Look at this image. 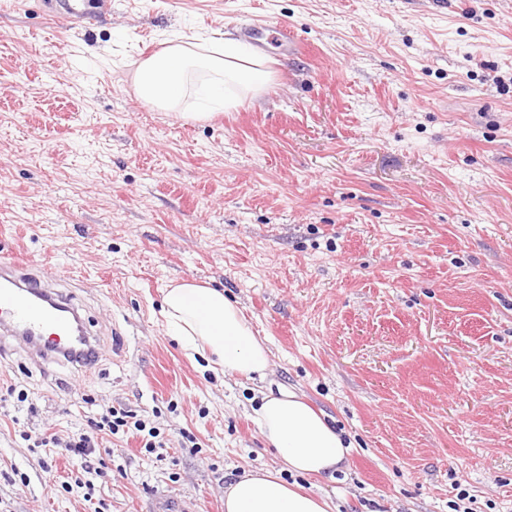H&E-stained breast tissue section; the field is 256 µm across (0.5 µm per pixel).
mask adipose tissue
Returning <instances> with one entry per match:
<instances>
[{
  "mask_svg": "<svg viewBox=\"0 0 512 512\" xmlns=\"http://www.w3.org/2000/svg\"><path fill=\"white\" fill-rule=\"evenodd\" d=\"M202 75L205 96L200 112L181 104L192 75ZM273 78L268 55L219 37L208 43L170 42L141 60L134 73L138 96L163 112L205 120L207 112L231 105L232 94L259 95ZM163 316L168 332L187 354L215 356L225 371L252 379L264 377L270 351L240 308L223 290L184 282L167 289ZM254 420L288 470L308 475L339 471L351 444L327 416L296 393L263 394ZM327 497L288 483L266 468L250 470L224 491V512H331Z\"/></svg>",
  "mask_w": 512,
  "mask_h": 512,
  "instance_id": "adipose-tissue-1",
  "label": "adipose tissue"
}]
</instances>
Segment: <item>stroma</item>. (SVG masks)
Segmentation results:
<instances>
[{
    "instance_id": "1",
    "label": "stroma",
    "mask_w": 512,
    "mask_h": 512,
    "mask_svg": "<svg viewBox=\"0 0 512 512\" xmlns=\"http://www.w3.org/2000/svg\"><path fill=\"white\" fill-rule=\"evenodd\" d=\"M99 0L77 24L0 0V255L68 295L85 371L5 337L0 512H224L279 463L253 420L286 388L352 442L301 478L335 512H512V0ZM292 27L258 97L205 122L157 111L137 61L174 37ZM223 289L268 346L247 381L168 336L172 285ZM114 406L66 490L60 441ZM194 441H187V434ZM135 417L129 411L108 406L98 416L89 418L87 421L88 430L74 434L64 444L54 434H48L45 431L34 432V434L24 432L23 436L25 441L32 442V445H29L30 448H48L49 452L52 451L51 448H64L78 468L85 473H91V470L96 472L93 455L96 453V448H100L98 444L99 432L108 431L112 435H116L120 431L124 433L129 430L131 423H133L135 430L144 432L147 424L141 419L134 422L130 421Z\"/></svg>"
}]
</instances>
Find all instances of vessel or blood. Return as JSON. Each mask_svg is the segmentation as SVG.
I'll return each instance as SVG.
<instances>
[{
    "instance_id": "obj_1",
    "label": "vessel or blood",
    "mask_w": 512,
    "mask_h": 512,
    "mask_svg": "<svg viewBox=\"0 0 512 512\" xmlns=\"http://www.w3.org/2000/svg\"><path fill=\"white\" fill-rule=\"evenodd\" d=\"M244 36L253 41L280 43L296 51L300 41L290 28L247 25ZM79 318L71 300L53 284L31 276L24 259L0 258V333L32 343L37 355L64 359L82 369L90 365L96 346L91 336L71 339V324Z\"/></svg>"
}]
</instances>
